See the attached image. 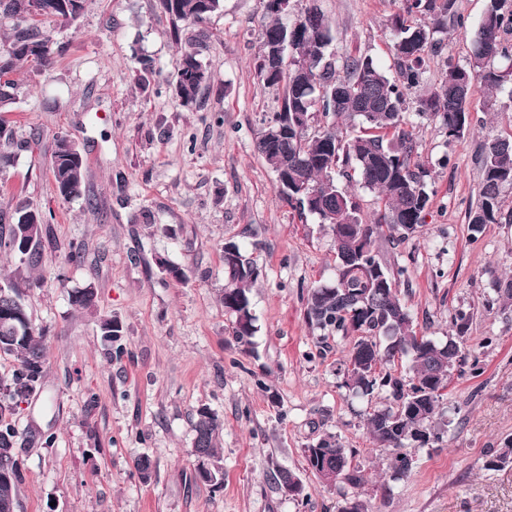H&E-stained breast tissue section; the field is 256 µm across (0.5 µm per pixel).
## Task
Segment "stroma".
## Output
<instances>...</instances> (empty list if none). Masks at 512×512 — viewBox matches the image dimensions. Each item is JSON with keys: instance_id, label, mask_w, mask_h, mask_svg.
Masks as SVG:
<instances>
[{"instance_id": "stroma-1", "label": "stroma", "mask_w": 512, "mask_h": 512, "mask_svg": "<svg viewBox=\"0 0 512 512\" xmlns=\"http://www.w3.org/2000/svg\"><path fill=\"white\" fill-rule=\"evenodd\" d=\"M332 24L337 60L363 55L392 66L391 20L401 0H312ZM488 0H456L466 26L449 30L425 56L422 91L448 64L467 65ZM266 0H222L205 23L174 33L158 0H94L75 24H42L65 50L46 70L22 65L7 114L17 137L31 141L0 170V211L25 199L51 214L56 249L38 266L0 258V275L23 287L48 364L40 391L14 417L24 475L16 512H343L353 491L322 485L303 450L336 435L366 472L371 512H512V464L484 467L512 438V304L497 283L512 277V223L471 234L479 200L483 144L512 132V91L475 93L471 126L458 139L419 120V161L431 173V205L415 236L380 239L390 269L405 268L398 291L417 330L436 339L455 314L470 313L466 353L478 370L453 376L439 399L442 441L416 449L411 474L390 478V456L363 422L368 406L349 397L344 360L353 336L311 327L309 288L334 278L328 231L277 194L275 175L257 153L263 121L281 106V89L257 76ZM211 75L199 106L173 92L185 48ZM154 62L148 83L134 80L135 56ZM84 158V189L65 202L50 172L58 137ZM254 248L261 275L251 293L258 330L250 347L232 336L219 297L224 242ZM84 243V264L68 262ZM184 267L168 278L160 261ZM94 285L97 313L69 302ZM118 318L120 346L105 341L97 316ZM224 422V484L194 479L193 422L200 407ZM155 466L141 482L137 459ZM299 476L304 498L282 491L280 471Z\"/></svg>"}]
</instances>
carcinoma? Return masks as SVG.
I'll return each instance as SVG.
<instances>
[{
	"label": "carcinoma",
	"mask_w": 512,
	"mask_h": 512,
	"mask_svg": "<svg viewBox=\"0 0 512 512\" xmlns=\"http://www.w3.org/2000/svg\"><path fill=\"white\" fill-rule=\"evenodd\" d=\"M70 8H55L33 14L28 0H0V17L11 23L10 36L0 42V111L15 103L16 68L28 63L45 70L64 52L57 45L45 48L38 23L54 18L73 24L85 13L89 0H65ZM160 8L173 24L198 25L220 8V0H160ZM267 22L262 31V52L257 74L269 86L283 88L281 110L264 121L257 138V151L274 173L286 169L292 185L279 191L300 213L318 218L331 233L336 255V279L307 292L306 319L321 330L351 333L358 339L349 348L344 385L354 397H369L379 390L388 393L389 405L366 413L365 426L372 442L390 454L391 478L410 475L412 451L442 439L434 421L440 392L453 372L466 364L460 343L466 337L471 316L455 317V335L438 341L420 333L402 302L395 272L383 264L375 248L376 238L389 234L406 239L419 232L431 196L429 170L415 160L416 135L404 127L403 112L408 94L421 84L423 56L438 48L435 35L448 25L465 27L456 10V0H403L401 13L393 18L397 34L393 44L396 76L368 56H349L342 65L328 53L333 40L330 21L318 7H307L290 21L266 3ZM302 29L292 32L293 25ZM512 34V0H488L471 41L469 67L448 65L445 75L418 100V115L436 121L455 139L468 127V102L478 90L494 93L512 84V48L505 37ZM283 42L287 54H276ZM508 65L496 67L494 62ZM210 73L192 49L179 62L174 92L186 106L197 104ZM362 121L361 134L340 136L339 122ZM288 145L278 142V130ZM23 144L0 118V166L11 162V149ZM51 168L58 196L67 202L82 193L83 159L76 145L56 139ZM479 203L469 213V224L480 232L485 224L512 222V209L504 210L502 190L512 186V135L484 143ZM343 177L376 194L379 210L371 222L364 221L357 197L337 182ZM317 198H306L308 192ZM50 218L26 203H19L8 218L0 215V253L17 256L36 266L43 228ZM235 260L224 261V311L233 318L232 335L237 343L251 344L256 318L251 290L260 276L253 253L233 243ZM76 308L93 312L97 292L93 285L70 294ZM0 305L19 314L11 323L0 322V355L14 361L11 376L0 379V512H16L23 481L21 466L14 460L17 429L12 420L22 394L40 390L47 364L45 336L32 323L19 282L0 277ZM104 340L122 336L121 322L112 317L99 320ZM408 363V375L396 376L381 367L395 360ZM193 448L209 463L204 475L195 478L207 485L224 483L219 450L223 421L214 412L197 411ZM356 451L344 447L332 434L305 449L308 468L316 477L327 472L336 482L355 490L345 512H370L359 489L366 483L365 470L354 462ZM512 463V440L503 443L485 468L496 470Z\"/></svg>",
	"instance_id": "obj_1"
}]
</instances>
